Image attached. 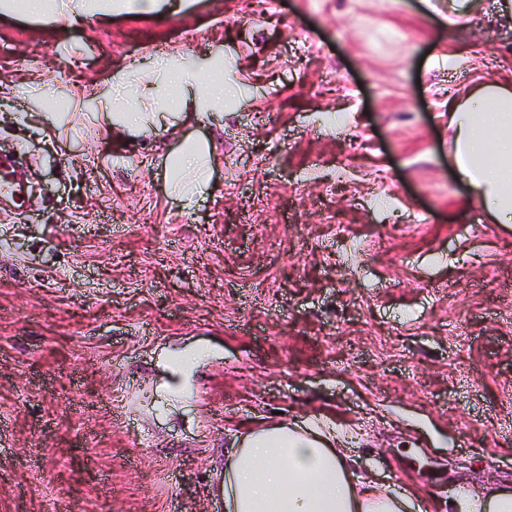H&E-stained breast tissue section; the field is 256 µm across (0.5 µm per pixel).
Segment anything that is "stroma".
I'll return each mask as SVG.
<instances>
[{
	"label": "stroma",
	"instance_id": "35a3bbf8",
	"mask_svg": "<svg viewBox=\"0 0 512 512\" xmlns=\"http://www.w3.org/2000/svg\"><path fill=\"white\" fill-rule=\"evenodd\" d=\"M217 51L241 93L182 129L217 147L186 209L176 139L109 136L87 102ZM505 78L497 0L454 30L419 0L0 9V152L32 203L0 196V512H223L231 432L277 411L333 416L358 474L427 503L512 490V223L448 165L449 100ZM52 4V6H50ZM87 0H27V12L33 16L46 18L49 17L56 23L71 25L79 22L85 16L95 13H107L112 10L111 4L104 10H94L89 7Z\"/></svg>",
	"mask_w": 512,
	"mask_h": 512
}]
</instances>
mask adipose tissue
Listing matches in <instances>:
<instances>
[{
    "instance_id": "obj_1",
    "label": "adipose tissue",
    "mask_w": 512,
    "mask_h": 512,
    "mask_svg": "<svg viewBox=\"0 0 512 512\" xmlns=\"http://www.w3.org/2000/svg\"><path fill=\"white\" fill-rule=\"evenodd\" d=\"M28 13L69 25L90 15L88 0H26ZM202 66L178 56L150 66L117 70L98 97L105 129L112 136H174L179 123L202 122L223 108L235 91L205 84ZM134 87L137 108L113 98V88ZM453 134L450 164L480 206L500 224L512 223V85L478 86L448 108ZM215 146L188 137L164 158L170 191L193 207L206 191ZM343 430L328 417L301 425L269 423L236 438L224 467V512H413L403 489L356 476ZM448 512H512V492L503 489L448 493Z\"/></svg>"
}]
</instances>
